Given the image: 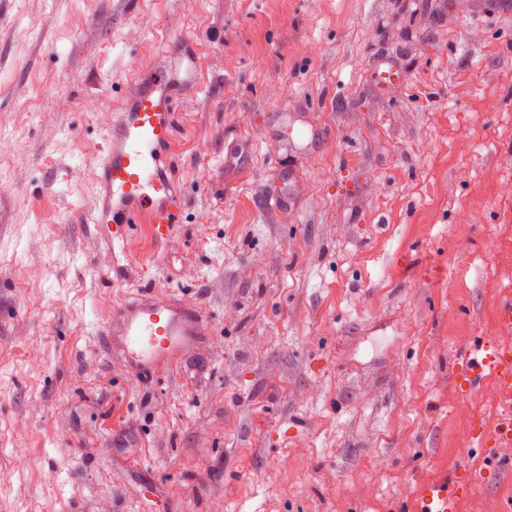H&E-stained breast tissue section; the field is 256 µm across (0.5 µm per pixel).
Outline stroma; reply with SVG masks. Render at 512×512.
I'll return each instance as SVG.
<instances>
[{"label": "stroma", "instance_id": "obj_1", "mask_svg": "<svg viewBox=\"0 0 512 512\" xmlns=\"http://www.w3.org/2000/svg\"><path fill=\"white\" fill-rule=\"evenodd\" d=\"M175 39L181 222L116 239L92 164ZM140 290L203 319L153 381L106 333ZM508 291L512 0H0V512H409L482 466Z\"/></svg>", "mask_w": 512, "mask_h": 512}]
</instances>
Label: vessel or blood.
<instances>
[{
    "mask_svg": "<svg viewBox=\"0 0 512 512\" xmlns=\"http://www.w3.org/2000/svg\"><path fill=\"white\" fill-rule=\"evenodd\" d=\"M200 81L192 54L167 51L153 69L134 78L132 91L123 96L113 130L105 134L96 180L102 196L90 215L94 224L112 225L120 236L130 225H146L151 236L166 242L174 232L184 207L167 172L171 158L164 145L178 133L181 89ZM199 311L152 293H141L116 308L112 328L120 337L127 361L148 378L155 377L193 336L200 333ZM498 389L503 416L480 431L477 450L498 467L512 468L500 451L512 446V342L493 343L475 337L467 347L460 385L464 391L481 389L487 381ZM484 470H472L467 482L437 481L423 487L413 512H458V502L468 488L480 486Z\"/></svg>",
    "mask_w": 512,
    "mask_h": 512,
    "instance_id": "obj_1",
    "label": "vessel or blood"
}]
</instances>
